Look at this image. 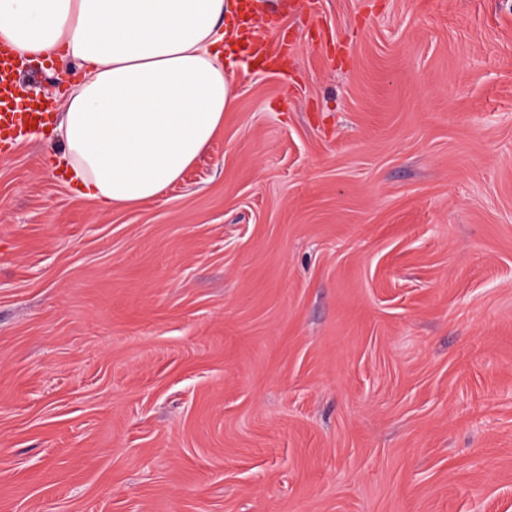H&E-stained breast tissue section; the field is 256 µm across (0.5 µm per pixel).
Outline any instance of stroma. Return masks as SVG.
Returning <instances> with one entry per match:
<instances>
[{"mask_svg":"<svg viewBox=\"0 0 512 512\" xmlns=\"http://www.w3.org/2000/svg\"><path fill=\"white\" fill-rule=\"evenodd\" d=\"M254 2L156 199L0 163V512H512V0Z\"/></svg>","mask_w":512,"mask_h":512,"instance_id":"35a3bbf8","label":"stroma"}]
</instances>
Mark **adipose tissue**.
I'll use <instances>...</instances> for the list:
<instances>
[{
	"label": "adipose tissue",
	"instance_id": "1",
	"mask_svg": "<svg viewBox=\"0 0 512 512\" xmlns=\"http://www.w3.org/2000/svg\"><path fill=\"white\" fill-rule=\"evenodd\" d=\"M236 21L234 0H0V37L22 58L82 71L47 168L107 209L157 198L224 126Z\"/></svg>",
	"mask_w": 512,
	"mask_h": 512
}]
</instances>
